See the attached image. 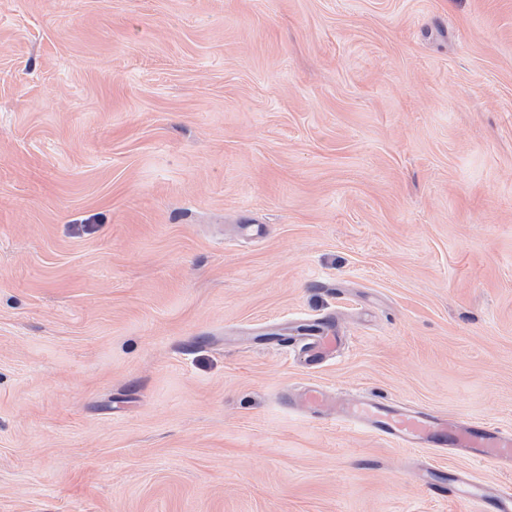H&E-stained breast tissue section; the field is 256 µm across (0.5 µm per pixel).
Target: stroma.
I'll return each instance as SVG.
<instances>
[{
	"mask_svg": "<svg viewBox=\"0 0 512 512\" xmlns=\"http://www.w3.org/2000/svg\"><path fill=\"white\" fill-rule=\"evenodd\" d=\"M313 385L512 430V0H0V512L512 487ZM312 336H305L306 353L308 361L312 366H318L340 346L341 336L334 332L330 333L323 328L310 330Z\"/></svg>",
	"mask_w": 512,
	"mask_h": 512,
	"instance_id": "35a3bbf8",
	"label": "stroma"
}]
</instances>
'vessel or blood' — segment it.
I'll list each match as a JSON object with an SVG mask.
<instances>
[{"instance_id": "b4317fda", "label": "vessel or blood", "mask_w": 512, "mask_h": 512, "mask_svg": "<svg viewBox=\"0 0 512 512\" xmlns=\"http://www.w3.org/2000/svg\"><path fill=\"white\" fill-rule=\"evenodd\" d=\"M340 344V336L315 329L305 345L310 365L322 364ZM303 401L318 413L339 411L345 419L396 445L447 448L457 455L486 460L498 468L512 471L511 430L480 422L455 421L430 410L367 398L340 404L316 387L304 392ZM425 483L437 495L472 501L479 512H512L511 489L478 483L466 472L441 474L431 471L427 473Z\"/></svg>"}]
</instances>
